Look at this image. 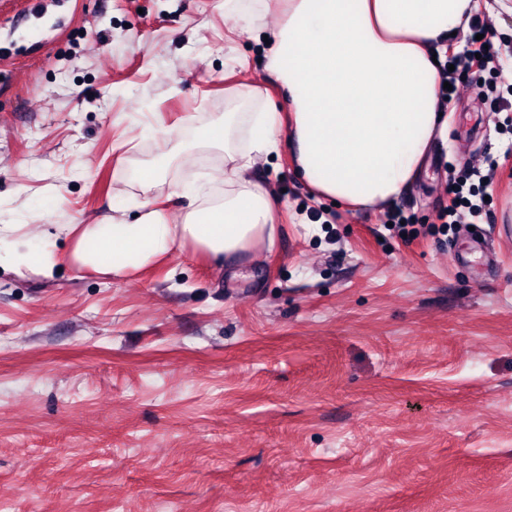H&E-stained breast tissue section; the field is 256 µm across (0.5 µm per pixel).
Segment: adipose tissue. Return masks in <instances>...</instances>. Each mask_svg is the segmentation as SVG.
Instances as JSON below:
<instances>
[{
  "instance_id": "ef3b65f1",
  "label": "adipose tissue",
  "mask_w": 512,
  "mask_h": 512,
  "mask_svg": "<svg viewBox=\"0 0 512 512\" xmlns=\"http://www.w3.org/2000/svg\"><path fill=\"white\" fill-rule=\"evenodd\" d=\"M267 68L285 94V113L228 112L203 127L196 147L224 153V188L185 181L170 222L151 192L166 181L158 164L140 177L135 215L66 227L69 248L22 225H0V268L55 280L61 263L125 277L189 248L230 267L273 246L271 196L248 177L256 160L289 141L298 175L317 195L352 206H382L420 175L444 136L441 64L469 28L478 0H275Z\"/></svg>"
}]
</instances>
